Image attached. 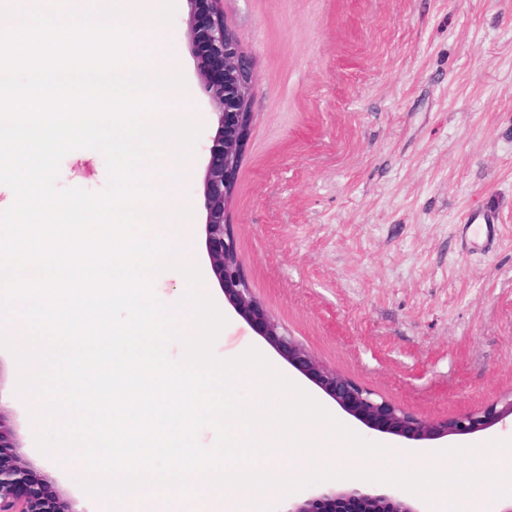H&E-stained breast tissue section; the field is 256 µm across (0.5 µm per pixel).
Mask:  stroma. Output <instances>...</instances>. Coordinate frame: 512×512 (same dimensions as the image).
Segmentation results:
<instances>
[{"label":"stroma","mask_w":512,"mask_h":512,"mask_svg":"<svg viewBox=\"0 0 512 512\" xmlns=\"http://www.w3.org/2000/svg\"><path fill=\"white\" fill-rule=\"evenodd\" d=\"M176 0L164 50L203 120L181 192L195 261L228 323L216 355L258 348L361 437L405 454L413 443L344 412L225 304L205 252L203 177L215 135ZM252 51L255 119L229 221L265 310L322 364L428 420L512 393V0H224ZM103 156L78 149L59 187L103 191ZM495 212L503 237L461 247L458 226ZM18 368L0 349V408L24 451L74 499L103 512L77 465L41 454Z\"/></svg>","instance_id":"obj_1"}]
</instances>
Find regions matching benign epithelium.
I'll return each instance as SVG.
<instances>
[{
	"label": "benign epithelium",
	"mask_w": 512,
	"mask_h": 512,
	"mask_svg": "<svg viewBox=\"0 0 512 512\" xmlns=\"http://www.w3.org/2000/svg\"><path fill=\"white\" fill-rule=\"evenodd\" d=\"M191 4L188 34L201 93L210 101L217 129L204 175L206 256L225 300L288 363L304 373L349 415L369 428L417 442L485 431L512 417V395L453 419L430 421L384 399L316 361L264 309L254 295L237 247L228 209L244 146L255 118V62L224 19V0ZM18 430L0 419V512H67L47 474L20 452ZM284 512H424L417 503L380 491L332 484L293 501Z\"/></svg>",
	"instance_id": "7a95c632"
}]
</instances>
